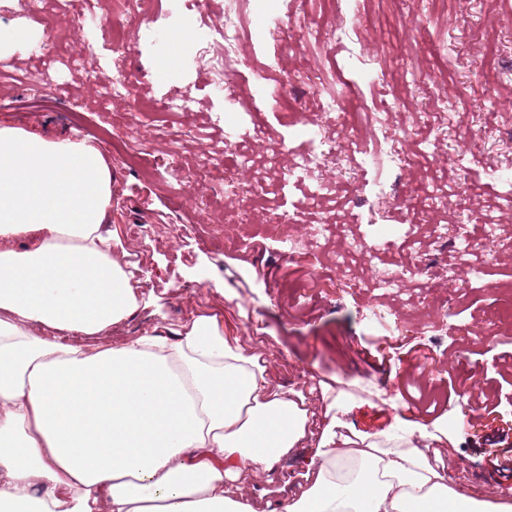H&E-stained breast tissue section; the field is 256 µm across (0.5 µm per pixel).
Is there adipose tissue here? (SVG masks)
I'll return each mask as SVG.
<instances>
[{
	"mask_svg": "<svg viewBox=\"0 0 512 512\" xmlns=\"http://www.w3.org/2000/svg\"><path fill=\"white\" fill-rule=\"evenodd\" d=\"M111 197L98 145L0 123V512H257L255 486L312 441L269 512H512V488H451L426 427L396 450L314 438L220 313L115 339L143 293Z\"/></svg>",
	"mask_w": 512,
	"mask_h": 512,
	"instance_id": "adipose-tissue-1",
	"label": "adipose tissue"
}]
</instances>
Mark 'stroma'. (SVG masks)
Wrapping results in <instances>:
<instances>
[{"mask_svg":"<svg viewBox=\"0 0 512 512\" xmlns=\"http://www.w3.org/2000/svg\"><path fill=\"white\" fill-rule=\"evenodd\" d=\"M367 9L379 13L380 22L365 25L362 47L378 55L388 73L385 93L396 103L390 125L424 156L411 169L370 171L366 187L351 178L354 156H343L326 166L323 177L330 190L314 208L307 204L306 187L279 185L280 169L300 150L309 127L324 119L313 108L292 44L308 42L312 61L329 71L345 70L356 80L354 93L340 107V124L373 105L369 87L358 80L360 56L338 50L330 26L289 35L282 48L246 44L238 103L228 111L212 91L210 74L192 65L190 26L180 22L172 0H155L147 12L124 19L123 65L132 93L106 99L100 98L95 79L111 73L116 53L92 35L113 24L102 0H73L67 10L49 0L40 13L22 0H0V117L50 137H84L105 149L113 177L112 221L133 247L149 302L119 328V336L129 340L195 312H221L246 349L274 358L275 383L308 393L314 428L334 420L339 432L372 439L427 427L441 438L449 486L488 498L507 482L487 462L481 432L466 414V393L474 386H497L498 357L512 352L507 315L512 249L492 257L476 250L461 261L454 241L461 231L481 240L480 217L489 211L498 215L500 236L512 235V209L502 205V186L482 174L465 176L449 162L448 149L512 165V83L491 89L478 79L489 42L498 47L502 66L512 69V10L483 11L476 0H453L448 12L425 18L427 42L446 49L439 90L464 115L461 125L438 141L416 127L413 116L414 107L429 101V56L407 28L410 18L421 14V0L399 5L345 0L343 13L351 18ZM17 27L27 28V42L13 41ZM48 35L56 53L41 61L31 47ZM274 53L303 111L302 122L291 127L279 113L265 112L257 120L261 137L231 146L225 121H256L247 111L249 95L257 90L253 70ZM47 68L55 78L50 87L41 81ZM184 92L191 103L181 112L152 117L140 106L145 98L162 101ZM489 110L502 134L486 141L479 127ZM244 154L250 168L237 196L213 191L224 178L223 166L211 169L207 180L173 188L179 172L195 169L206 157L235 166ZM257 180L269 188L260 203L251 199L250 184ZM432 184H450L456 191L437 223L393 238L391 226L405 223L410 206L423 202L422 187ZM459 194L468 199V213L456 206ZM295 206L300 219L287 233L269 224L273 213ZM314 224L327 225L328 231L322 246L309 249L302 242ZM377 234L387 244L376 260L350 251V241ZM291 239L300 242L298 253H290ZM341 259L358 273V285L341 287L336 273ZM420 261L423 273L399 290L376 287L379 271ZM411 379L439 398L436 413L415 417L402 411L401 391ZM366 380L374 382L382 399L336 393L337 387L351 390Z\"/></svg>","mask_w":512,"mask_h":512,"instance_id":"1","label":"stroma"}]
</instances>
